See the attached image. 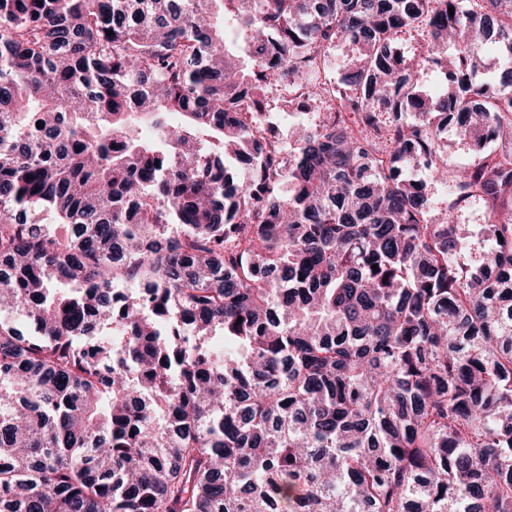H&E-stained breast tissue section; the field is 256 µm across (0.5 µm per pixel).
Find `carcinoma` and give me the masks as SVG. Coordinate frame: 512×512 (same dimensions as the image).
<instances>
[{"instance_id": "1", "label": "carcinoma", "mask_w": 512, "mask_h": 512, "mask_svg": "<svg viewBox=\"0 0 512 512\" xmlns=\"http://www.w3.org/2000/svg\"><path fill=\"white\" fill-rule=\"evenodd\" d=\"M285 76L321 113L291 155ZM452 120L483 158L431 222L404 171L445 178ZM493 135L512 0H0V512H512ZM270 107L272 108V112H278L283 117V123L280 126L282 139L278 135L276 136L272 131V128L277 127L276 119L271 116L270 113L265 112L262 117L264 127L262 135L264 136V143L267 147H275L281 145V141L283 140V145L288 147V153H293L299 146V136L301 131L304 128L315 124L314 119L318 111L314 107L305 108L304 112L306 113L303 114V120H299L293 116L284 115L285 112L290 113L299 111H297V107L285 108L277 96H274L271 99ZM461 224H473L474 236L469 239V241L465 244V247L458 254L457 260L460 263L467 264L469 263L475 254L482 252L487 246L483 241L482 237L479 235L480 227L478 224H485L484 215L481 209L475 207H467L460 213Z\"/></svg>"}]
</instances>
